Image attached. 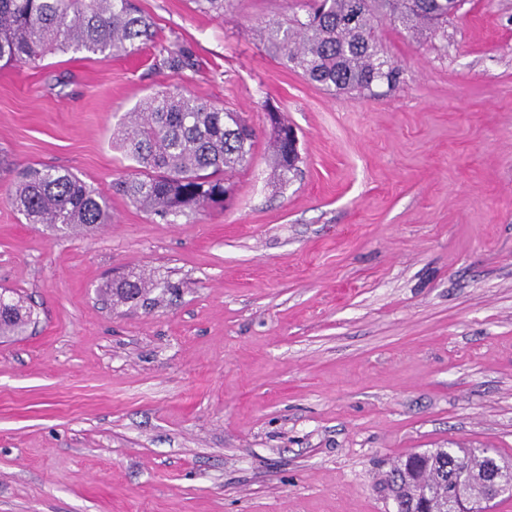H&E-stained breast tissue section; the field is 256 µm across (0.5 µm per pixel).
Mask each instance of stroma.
<instances>
[{"label":"stroma","mask_w":512,"mask_h":512,"mask_svg":"<svg viewBox=\"0 0 512 512\" xmlns=\"http://www.w3.org/2000/svg\"><path fill=\"white\" fill-rule=\"evenodd\" d=\"M135 2L156 31L138 66L0 65V289L35 312L0 339V512H394L408 454L512 461V0H465L428 38L381 20L401 77L370 96L260 43L295 0ZM168 87L256 134L231 198L174 224L112 191L137 171L113 131ZM272 107L299 139L285 183ZM41 165L109 193L111 223H26L11 194ZM127 272L178 294L110 305Z\"/></svg>","instance_id":"obj_1"}]
</instances>
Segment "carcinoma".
<instances>
[{
  "label": "carcinoma",
  "instance_id": "carcinoma-1",
  "mask_svg": "<svg viewBox=\"0 0 512 512\" xmlns=\"http://www.w3.org/2000/svg\"><path fill=\"white\" fill-rule=\"evenodd\" d=\"M222 18L230 0H193ZM464 0H305V13L270 19L261 27L264 45L282 64L333 92H373L399 82L400 67L385 55L378 21L387 17L416 36L438 29ZM154 36L149 18L133 0H0V62L35 63L58 52H86L105 60L132 53ZM162 66L179 73L191 66L185 48L166 51ZM293 128L272 125V163L283 180L297 170L290 155ZM118 145L140 172L115 183L132 204L174 221L224 203L229 175L251 158L255 133L240 114L202 103L178 90L146 97L127 113ZM12 206L29 224L77 232L111 221L106 193L68 171L31 166L15 184ZM158 284L141 274L108 281L103 292L118 305L141 299ZM33 309L20 297L0 293V338L23 335ZM492 457L483 448H433L409 455L388 472L386 485L397 512H449L448 482L470 497L485 493Z\"/></svg>",
  "mask_w": 512,
  "mask_h": 512
}]
</instances>
